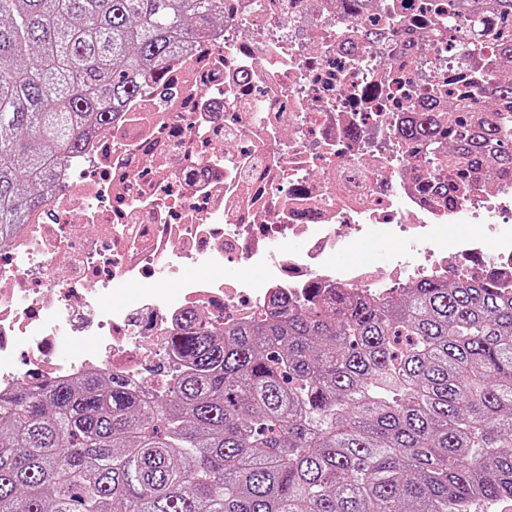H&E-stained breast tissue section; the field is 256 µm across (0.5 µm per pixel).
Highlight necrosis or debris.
I'll use <instances>...</instances> for the list:
<instances>
[{
  "mask_svg": "<svg viewBox=\"0 0 512 512\" xmlns=\"http://www.w3.org/2000/svg\"><path fill=\"white\" fill-rule=\"evenodd\" d=\"M378 29L369 40L365 27ZM490 0H224V19L62 166L44 206L0 243V392L118 374L160 394L189 363L171 342L304 302L376 295L425 279L487 280L512 291V175L458 180L404 130L435 94L478 109L512 63L486 40ZM469 234L449 237L451 225ZM98 232H88V225ZM395 246L386 271L336 266L354 243ZM204 268L183 278L182 266ZM226 265L262 279L213 277ZM134 287V304L117 303ZM79 353L57 354L58 337Z\"/></svg>",
  "mask_w": 512,
  "mask_h": 512,
  "instance_id": "necrosis-or-debris-1",
  "label": "necrosis or debris"
}]
</instances>
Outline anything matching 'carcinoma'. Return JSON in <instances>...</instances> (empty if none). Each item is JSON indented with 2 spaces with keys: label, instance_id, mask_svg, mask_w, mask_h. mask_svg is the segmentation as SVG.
<instances>
[{
  "label": "carcinoma",
  "instance_id": "1",
  "mask_svg": "<svg viewBox=\"0 0 512 512\" xmlns=\"http://www.w3.org/2000/svg\"><path fill=\"white\" fill-rule=\"evenodd\" d=\"M508 28L512 0H494ZM224 16L223 0H0V236L44 202L90 130ZM490 117L405 129L448 166L512 172V83ZM191 361L148 396L90 375L0 394V512H469L512 500V296L422 280L286 297L254 324L191 319Z\"/></svg>",
  "mask_w": 512,
  "mask_h": 512
}]
</instances>
